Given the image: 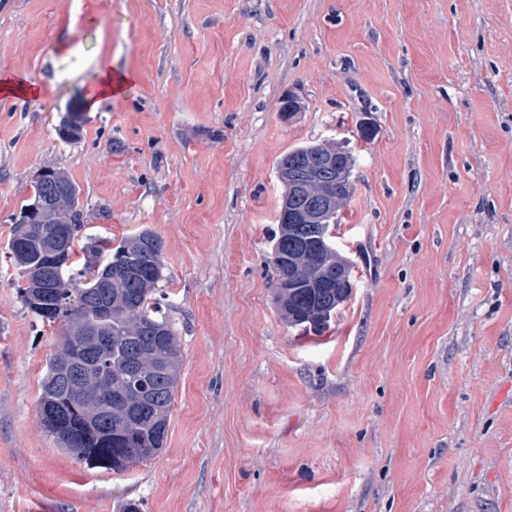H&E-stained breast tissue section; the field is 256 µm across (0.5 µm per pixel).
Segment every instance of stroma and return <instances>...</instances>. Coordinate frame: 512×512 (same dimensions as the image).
<instances>
[{"mask_svg":"<svg viewBox=\"0 0 512 512\" xmlns=\"http://www.w3.org/2000/svg\"><path fill=\"white\" fill-rule=\"evenodd\" d=\"M103 62L130 81L91 111ZM13 72L40 93L0 96V247L63 169L86 234L161 238L184 363L161 452L77 463L0 255V512H512V0H0ZM326 141L352 291L314 332L270 256L277 163Z\"/></svg>","mask_w":512,"mask_h":512,"instance_id":"1","label":"stroma"}]
</instances>
